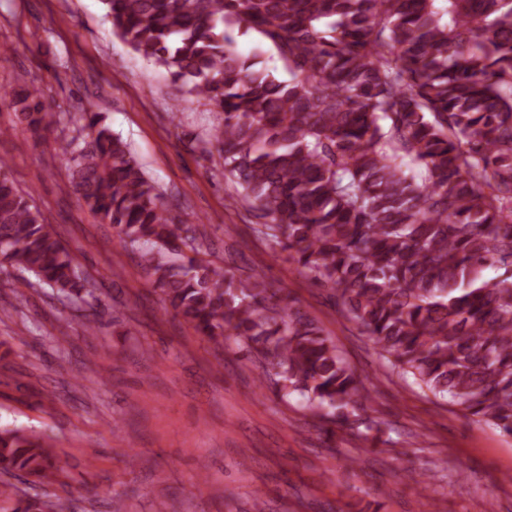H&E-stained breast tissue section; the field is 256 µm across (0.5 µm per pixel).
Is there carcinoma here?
<instances>
[{"mask_svg":"<svg viewBox=\"0 0 512 512\" xmlns=\"http://www.w3.org/2000/svg\"><path fill=\"white\" fill-rule=\"evenodd\" d=\"M113 32L220 110L213 129L256 231L288 253L388 367L512 435V0H102ZM259 33L289 80L241 55ZM38 143L55 124L39 87L1 94ZM68 142L79 200L175 315L231 341L329 425L372 397L319 322L262 269L201 257L203 242L98 115ZM0 159V267L65 299L84 269ZM488 267L503 278L483 280ZM52 445L0 428V473L53 483ZM56 496L11 512H66Z\"/></svg>","mask_w":512,"mask_h":512,"instance_id":"carcinoma-1","label":"carcinoma"}]
</instances>
